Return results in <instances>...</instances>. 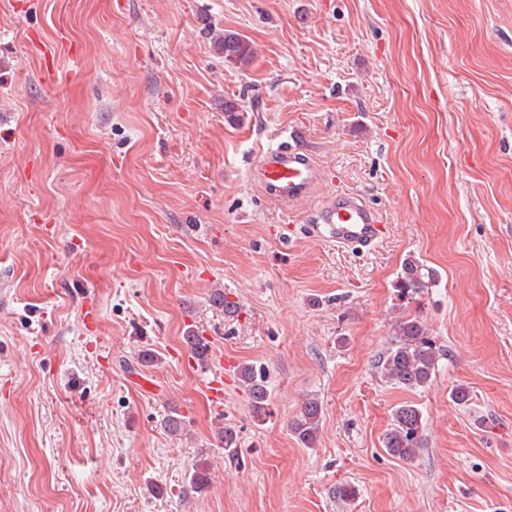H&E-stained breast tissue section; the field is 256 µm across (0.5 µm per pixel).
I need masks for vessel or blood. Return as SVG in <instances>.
I'll list each match as a JSON object with an SVG mask.
<instances>
[{"label":"vessel or blood","instance_id":"b4317fda","mask_svg":"<svg viewBox=\"0 0 512 512\" xmlns=\"http://www.w3.org/2000/svg\"><path fill=\"white\" fill-rule=\"evenodd\" d=\"M253 180L270 198L288 207L312 197L320 185L321 170L314 158L296 144L262 149L252 168ZM311 231L337 247L373 250L381 239V220L354 192L334 194L316 211Z\"/></svg>","mask_w":512,"mask_h":512}]
</instances>
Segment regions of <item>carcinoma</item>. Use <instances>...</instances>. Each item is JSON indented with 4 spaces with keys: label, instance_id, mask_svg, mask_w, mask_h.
<instances>
[{
    "label": "carcinoma",
    "instance_id": "1",
    "mask_svg": "<svg viewBox=\"0 0 512 512\" xmlns=\"http://www.w3.org/2000/svg\"><path fill=\"white\" fill-rule=\"evenodd\" d=\"M224 60L246 63L251 58L249 43L236 33L224 34L222 43ZM433 280L431 270L413 258L404 263L397 281L399 298L411 300L426 287V281ZM194 357L201 363L208 361L209 344L202 337L190 332L185 336ZM439 349L428 338L425 328L417 316L407 315L396 323L394 336L379 359L383 376L392 384L404 389L424 387L435 373ZM241 384L248 392L250 409L255 420L262 422L269 415V391L267 375L264 369L253 364L243 365L238 372ZM321 418V405L318 400L305 402L300 417L292 423V431L302 444L309 447L316 438ZM224 451L230 458L238 454V435L231 427L218 434ZM423 421L418 408L403 404L392 413L391 428L385 435L384 445L387 452L402 459L415 455L422 447Z\"/></svg>",
    "mask_w": 512,
    "mask_h": 512
}]
</instances>
